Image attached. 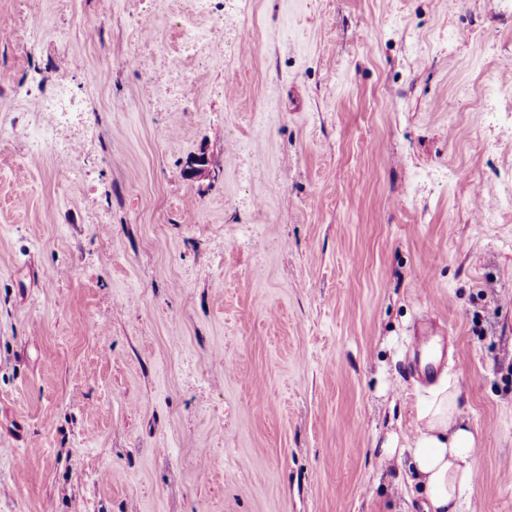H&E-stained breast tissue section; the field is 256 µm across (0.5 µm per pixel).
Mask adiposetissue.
<instances>
[{"instance_id":"obj_1","label":"adipose tissue","mask_w":512,"mask_h":512,"mask_svg":"<svg viewBox=\"0 0 512 512\" xmlns=\"http://www.w3.org/2000/svg\"><path fill=\"white\" fill-rule=\"evenodd\" d=\"M416 433L408 446L388 435L380 447L383 459H406L407 479L424 494L427 512H467L475 478L477 438L462 416L460 390L448 380L416 404Z\"/></svg>"}]
</instances>
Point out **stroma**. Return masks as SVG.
I'll use <instances>...</instances> for the list:
<instances>
[{
    "label": "stroma",
    "mask_w": 512,
    "mask_h": 512,
    "mask_svg": "<svg viewBox=\"0 0 512 512\" xmlns=\"http://www.w3.org/2000/svg\"><path fill=\"white\" fill-rule=\"evenodd\" d=\"M510 62L512 0H0V512H425L426 321L512 512ZM33 145L36 149L40 148L56 153L63 160H67L69 156L76 152L75 146L63 144L58 139L53 125L41 127L33 136Z\"/></svg>",
    "instance_id": "1"
}]
</instances>
